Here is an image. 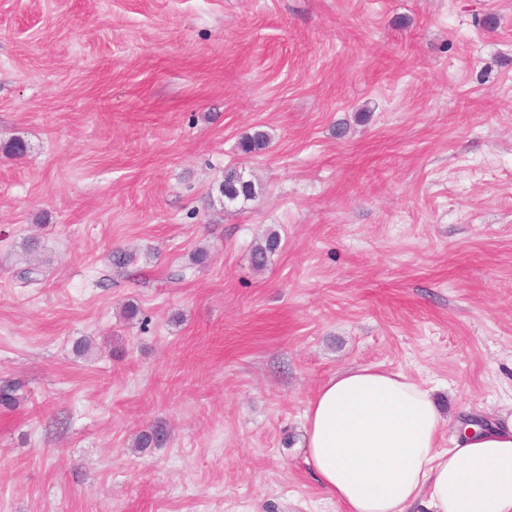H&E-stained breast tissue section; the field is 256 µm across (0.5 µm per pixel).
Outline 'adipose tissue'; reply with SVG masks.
Here are the masks:
<instances>
[{
  "mask_svg": "<svg viewBox=\"0 0 512 512\" xmlns=\"http://www.w3.org/2000/svg\"><path fill=\"white\" fill-rule=\"evenodd\" d=\"M447 420L430 390L372 366L341 370L305 412L306 461L345 512H512V408Z\"/></svg>",
  "mask_w": 512,
  "mask_h": 512,
  "instance_id": "1",
  "label": "adipose tissue"
}]
</instances>
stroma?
Segmentation results:
<instances>
[{"mask_svg": "<svg viewBox=\"0 0 512 512\" xmlns=\"http://www.w3.org/2000/svg\"><path fill=\"white\" fill-rule=\"evenodd\" d=\"M354 366L512 402V0H0V512H344ZM240 171L236 166H229L224 169V179L219 183L218 191L220 196L224 198L225 204L251 200L261 191L259 184L247 179L244 172Z\"/></svg>", "mask_w": 512, "mask_h": 512, "instance_id": "35a3bbf8", "label": "stroma"}]
</instances>
